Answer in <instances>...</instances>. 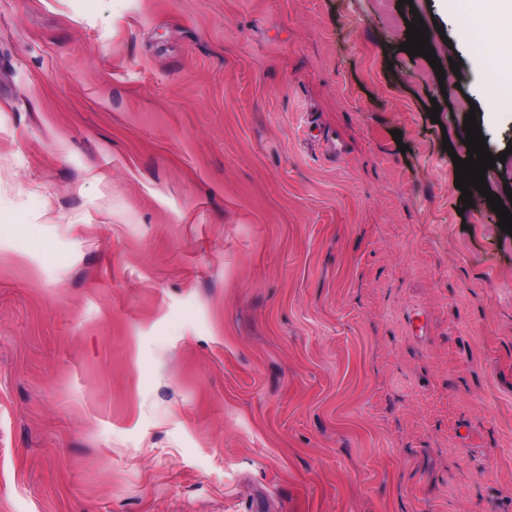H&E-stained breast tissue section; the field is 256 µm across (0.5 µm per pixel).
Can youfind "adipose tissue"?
<instances>
[{"label":"adipose tissue","mask_w":512,"mask_h":512,"mask_svg":"<svg viewBox=\"0 0 512 512\" xmlns=\"http://www.w3.org/2000/svg\"><path fill=\"white\" fill-rule=\"evenodd\" d=\"M462 6L485 21L478 40H463L464 46H477L485 60L479 80L498 85L494 108L512 115V82L503 79L504 70L512 71V0H448L450 12Z\"/></svg>","instance_id":"obj_1"}]
</instances>
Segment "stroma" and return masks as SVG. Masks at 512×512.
Returning <instances> with one entry per match:
<instances>
[{
	"label": "stroma",
	"instance_id": "1",
	"mask_svg": "<svg viewBox=\"0 0 512 512\" xmlns=\"http://www.w3.org/2000/svg\"><path fill=\"white\" fill-rule=\"evenodd\" d=\"M480 64L440 0H0V512H512Z\"/></svg>",
	"mask_w": 512,
	"mask_h": 512
}]
</instances>
